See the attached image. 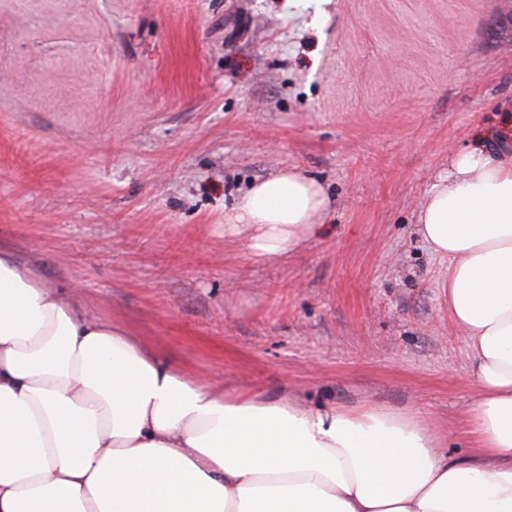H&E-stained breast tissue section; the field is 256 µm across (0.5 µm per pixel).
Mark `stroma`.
<instances>
[{
    "mask_svg": "<svg viewBox=\"0 0 512 512\" xmlns=\"http://www.w3.org/2000/svg\"><path fill=\"white\" fill-rule=\"evenodd\" d=\"M512 151V0H0V251L186 375L418 415L478 390L417 214ZM331 197L288 256L224 238L255 181Z\"/></svg>",
    "mask_w": 512,
    "mask_h": 512,
    "instance_id": "obj_1",
    "label": "stroma"
}]
</instances>
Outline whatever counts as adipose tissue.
Wrapping results in <instances>:
<instances>
[{"label": "adipose tissue", "mask_w": 512, "mask_h": 512, "mask_svg": "<svg viewBox=\"0 0 512 512\" xmlns=\"http://www.w3.org/2000/svg\"><path fill=\"white\" fill-rule=\"evenodd\" d=\"M329 206L284 170L225 212L224 237L280 258ZM418 223L479 389L468 458L410 416L189 379L0 253V512H512V160L455 155Z\"/></svg>", "instance_id": "obj_1"}]
</instances>
